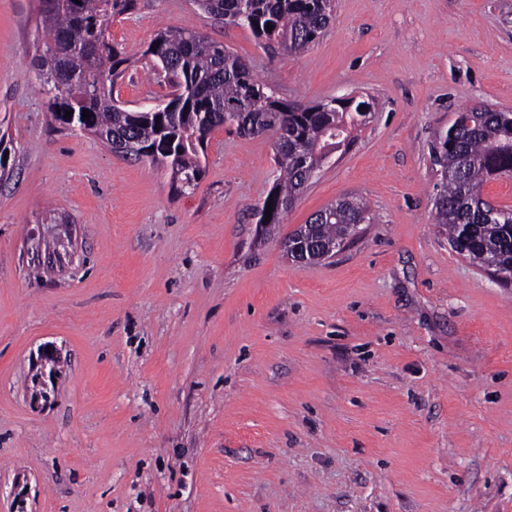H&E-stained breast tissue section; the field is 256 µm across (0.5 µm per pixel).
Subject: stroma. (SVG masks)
I'll return each mask as SVG.
<instances>
[{
  "mask_svg": "<svg viewBox=\"0 0 512 512\" xmlns=\"http://www.w3.org/2000/svg\"><path fill=\"white\" fill-rule=\"evenodd\" d=\"M189 27L290 103L376 107L283 224L256 206L272 135L212 133L195 189L55 123L31 59L39 0H0V512H512V287L431 216V146L455 112H512V0H335L304 53L194 0L109 28L139 59L129 111L168 101L143 58ZM373 223L297 267L281 242L328 204ZM60 356L33 403L44 345Z\"/></svg>",
  "mask_w": 512,
  "mask_h": 512,
  "instance_id": "stroma-1",
  "label": "stroma"
}]
</instances>
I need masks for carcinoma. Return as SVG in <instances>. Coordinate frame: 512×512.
Masks as SVG:
<instances>
[{"mask_svg":"<svg viewBox=\"0 0 512 512\" xmlns=\"http://www.w3.org/2000/svg\"><path fill=\"white\" fill-rule=\"evenodd\" d=\"M207 14L244 27L266 47L290 54L308 50L333 18V0H195ZM138 0H55L40 12L44 49L32 65L43 81L46 107L66 129L77 128L114 152L170 171L179 192L196 186L203 172L201 153L211 133L224 126L242 136L273 133L279 176L255 208L273 230L295 206L305 185L334 152L354 141L373 104L332 97L294 105L267 90L245 60L191 28L156 34L143 51L153 58L150 79L176 92L167 109L130 112L118 104L114 87L122 79L127 53L108 35L112 22L133 14ZM272 25L266 31V24ZM171 70L161 73L160 59ZM365 110H359V107ZM91 118L82 119L83 110ZM71 115H66V112ZM431 159L439 180L433 198L434 221L448 244L485 270L512 273V208L493 204L483 188L512 177V112L485 105L463 107L451 125L436 133ZM371 220L362 199H339L316 213L311 226L290 236L306 237L314 251L340 243Z\"/></svg>","mask_w":512,"mask_h":512,"instance_id":"carcinoma-1","label":"carcinoma"}]
</instances>
